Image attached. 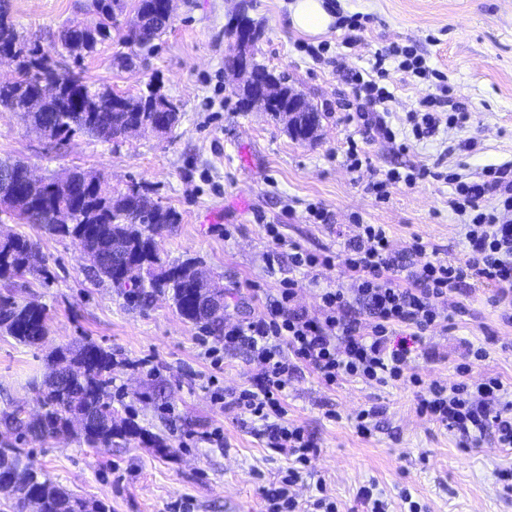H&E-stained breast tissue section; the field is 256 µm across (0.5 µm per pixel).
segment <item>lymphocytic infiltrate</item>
<instances>
[{
	"label": "lymphocytic infiltrate",
	"instance_id": "1",
	"mask_svg": "<svg viewBox=\"0 0 512 512\" xmlns=\"http://www.w3.org/2000/svg\"><path fill=\"white\" fill-rule=\"evenodd\" d=\"M392 58L400 71L417 76L430 72L411 47L393 43L375 52L372 78L360 72L352 77L354 95L364 97L369 106L392 98L378 84ZM441 104V99L430 96L408 111L406 122L416 140L437 136L442 125L468 120L463 108L441 116ZM484 175L481 183L457 182L450 201L454 211L469 218L464 226L465 262L425 260L427 247L419 240L409 254H398L383 225L361 224L343 250L352 285L323 289L321 317H311L296 304L299 283L288 279L281 281L277 296L253 320L225 327V345L247 348L261 365L248 387L232 396L231 405L260 424L269 448L293 461L284 480L262 488L265 512H302L291 489L318 452L300 426L283 420L288 380L300 365L328 385L345 378L366 383L409 380L419 389L418 413L456 431L462 447L490 433L500 447L512 448V402L504 400L501 380L485 377L427 386L409 371L415 344L447 320L448 298L467 280L497 287L501 296L512 295V162L488 167ZM356 303L366 306L369 320L350 316ZM400 328L406 329V337H397Z\"/></svg>",
	"mask_w": 512,
	"mask_h": 512
}]
</instances>
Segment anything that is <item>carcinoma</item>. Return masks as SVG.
Returning <instances> with one entry per match:
<instances>
[{
	"label": "carcinoma",
	"mask_w": 512,
	"mask_h": 512,
	"mask_svg": "<svg viewBox=\"0 0 512 512\" xmlns=\"http://www.w3.org/2000/svg\"><path fill=\"white\" fill-rule=\"evenodd\" d=\"M93 7L98 14L95 38L76 37L66 26L59 34L62 51L77 62L112 39V31L118 29L117 13L125 5L124 0H93ZM123 42L138 55L149 54L154 47L142 31L130 28ZM14 43L19 44V52L9 58L0 56V64H15L21 80L13 87H0V108L44 128L48 137L62 141L81 133L102 142H117L130 125L151 129L161 125L162 133L168 134L179 121L177 112L153 110V101L161 97L154 88L138 95L113 90L104 95L81 74L59 72L51 55L26 47L15 23L0 15V46ZM27 170L19 160L0 159V171L11 173L17 181L26 177ZM70 177L74 182L90 179L96 184L85 186L79 197L40 191L21 207L8 204L0 211L27 224H40L52 234L80 239L94 275L112 283L125 280L122 287L144 304L156 293L168 294L183 319L221 335L224 313L213 317L198 313L191 295L213 291L222 297L224 289L209 278L195 277L199 263L176 264L161 255L157 237L177 222L176 213L142 192L114 196L100 175L75 170ZM32 250V243L22 236L0 239V279L22 280L32 273ZM48 322L44 306L0 295V335L39 346L48 334ZM48 364L51 371L43 382L40 410L27 415L18 407L3 414L0 424L6 431L41 441L75 436L99 450L119 448L132 439L150 448L166 447L163 438L144 432L132 418L118 417L112 407L115 361L111 351L85 340L55 348ZM0 475L15 478L9 489H0L12 512H107L104 503L55 483L23 448L0 447Z\"/></svg>",
	"instance_id": "1"
}]
</instances>
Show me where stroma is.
I'll return each instance as SVG.
<instances>
[{"mask_svg": "<svg viewBox=\"0 0 512 512\" xmlns=\"http://www.w3.org/2000/svg\"><path fill=\"white\" fill-rule=\"evenodd\" d=\"M290 0H176L171 25L155 50L122 66L131 49L120 36L99 46L79 70L94 85L137 94L153 85L180 106L172 133H139L117 142L78 134L58 142L34 131L13 112H0V158L25 162L50 179L77 169L105 177L113 193L137 186L176 212L178 222L159 239L161 253L179 263L201 260L224 287V321L255 317L277 295L280 281H298L297 302L320 316V291L351 285L342 235L354 222L384 225L396 251L414 238L440 258L464 261L463 219L450 206L455 173L478 182L491 165L512 161V0H326L338 22L310 38L287 22ZM91 0H7L19 31L52 52L63 24L95 23ZM246 12L262 36L255 57L300 91L322 114L315 140H293L270 113L242 111L236 81L227 76L225 30L235 12ZM365 16L360 40L342 46L341 17ZM414 45L442 72L451 89L448 107L471 113L466 127H442L438 136L389 142L374 121L400 129L407 111L435 92L434 78L391 72L393 98L386 112L351 119L349 77L367 68L371 55L390 43ZM476 138L475 150L459 145ZM357 144L364 162L351 169L347 152ZM425 166L431 178L391 187L378 202L366 186L392 170ZM327 212L314 222L308 209ZM279 225L288 241L312 253L332 255L327 267L299 270L287 253H275L264 227ZM0 231L24 236L36 246L42 270L0 292L17 302L35 301L49 313V333L38 347L0 335V414L15 408L35 413L49 352L62 344L93 341L117 361L112 404L119 417L133 418L162 448L139 441L101 451L76 439L20 440L0 427V442H17L60 486L106 504L108 512H262L260 489L278 482L287 457L266 448L257 426L230 405L214 403V392L231 394L249 383L260 364L242 347L180 318L167 297L143 305L96 277L72 238L48 233L0 214ZM257 282L265 296L254 294ZM512 307L497 288L467 281L448 300L447 328L424 337L411 371L425 383L460 381L464 342L485 347L470 379L500 378L512 395ZM215 346L223 360L213 370L204 356ZM417 390L407 382L365 383L343 379L324 385L299 367L288 381V422L301 426L318 445L312 474L294 488L300 503L326 487L342 512L357 507L361 487L374 486L389 512H402L409 490L423 512H512V488L499 479L512 470V449L485 435L472 448L454 431L420 416ZM376 406L372 435L354 428L355 414ZM224 430V447L203 437Z\"/></svg>", "mask_w": 512, "mask_h": 512, "instance_id": "obj_1", "label": "stroma"}]
</instances>
